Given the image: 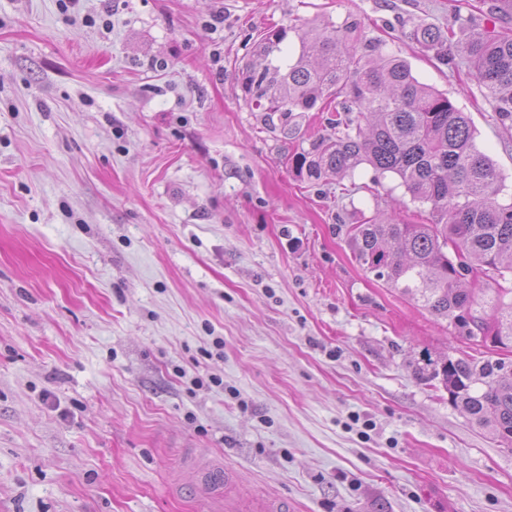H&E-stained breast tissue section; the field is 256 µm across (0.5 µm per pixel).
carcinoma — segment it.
<instances>
[{
    "label": "carcinoma",
    "mask_w": 512,
    "mask_h": 512,
    "mask_svg": "<svg viewBox=\"0 0 512 512\" xmlns=\"http://www.w3.org/2000/svg\"><path fill=\"white\" fill-rule=\"evenodd\" d=\"M286 36L272 31L255 44L241 84L247 102L287 139L300 132L295 113L334 105L335 133L291 157L297 173L318 181L368 163L397 175L412 200L430 206L429 224L366 218L350 225L357 261L458 334L477 330L494 344L512 345V302H505L512 288H465L457 269L460 261L496 283L512 281V202L499 200L504 177L477 147L468 116L380 43L357 54L355 20L302 30L291 58L282 56ZM408 38L448 61L453 32L417 24ZM458 51L501 120L512 121V36L477 30ZM422 379L438 381L472 421L512 447V374L501 372L500 360L449 358Z\"/></svg>",
    "instance_id": "cac0c4a2"
}]
</instances>
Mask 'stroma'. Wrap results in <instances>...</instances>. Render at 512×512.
<instances>
[{"mask_svg":"<svg viewBox=\"0 0 512 512\" xmlns=\"http://www.w3.org/2000/svg\"><path fill=\"white\" fill-rule=\"evenodd\" d=\"M490 0H0V512H208L189 461L288 512H512V450L420 380L468 340L356 260L425 224L400 179H301L239 75L268 31L361 24L469 117L512 200V122L405 36ZM223 339L213 354L214 339ZM221 386L209 384V376ZM203 385H195V378Z\"/></svg>","mask_w":512,"mask_h":512,"instance_id":"1","label":"stroma"}]
</instances>
